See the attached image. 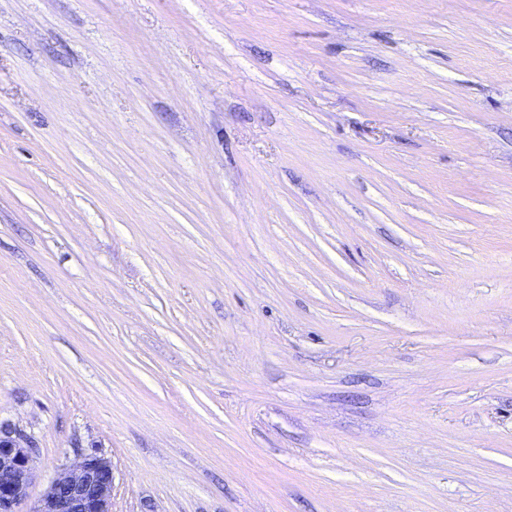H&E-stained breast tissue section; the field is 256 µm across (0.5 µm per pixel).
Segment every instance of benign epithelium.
Here are the masks:
<instances>
[{
    "label": "benign epithelium",
    "instance_id": "obj_1",
    "mask_svg": "<svg viewBox=\"0 0 512 512\" xmlns=\"http://www.w3.org/2000/svg\"><path fill=\"white\" fill-rule=\"evenodd\" d=\"M32 440L0 423V512H18L35 479ZM112 460L97 448L59 469L28 512H112Z\"/></svg>",
    "mask_w": 512,
    "mask_h": 512
}]
</instances>
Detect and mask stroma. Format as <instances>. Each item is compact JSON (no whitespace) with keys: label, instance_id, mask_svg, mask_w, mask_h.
<instances>
[{"label":"stroma","instance_id":"1","mask_svg":"<svg viewBox=\"0 0 512 512\" xmlns=\"http://www.w3.org/2000/svg\"><path fill=\"white\" fill-rule=\"evenodd\" d=\"M0 421L31 504L512 512V0H0ZM112 460L99 449L59 469L28 512H112Z\"/></svg>","mask_w":512,"mask_h":512}]
</instances>
